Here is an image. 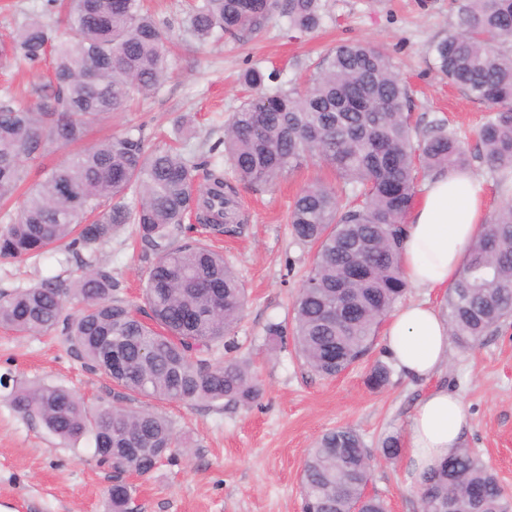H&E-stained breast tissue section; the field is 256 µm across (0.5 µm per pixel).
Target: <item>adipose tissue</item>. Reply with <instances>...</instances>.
<instances>
[{"label": "adipose tissue", "instance_id": "adipose-tissue-1", "mask_svg": "<svg viewBox=\"0 0 512 512\" xmlns=\"http://www.w3.org/2000/svg\"><path fill=\"white\" fill-rule=\"evenodd\" d=\"M486 200L477 177L468 171L437 174L421 202L406 218L402 262L409 283L445 288L458 275L469 244L484 227ZM384 353L410 379L428 380L448 359V322L422 300L407 304L388 320ZM470 426V413L448 386L431 387L419 400L403 434L410 481L458 448Z\"/></svg>", "mask_w": 512, "mask_h": 512}]
</instances>
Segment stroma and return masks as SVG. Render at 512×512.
<instances>
[{
    "label": "stroma",
    "instance_id": "obj_1",
    "mask_svg": "<svg viewBox=\"0 0 512 512\" xmlns=\"http://www.w3.org/2000/svg\"><path fill=\"white\" fill-rule=\"evenodd\" d=\"M189 2L144 0L156 18L171 25L169 78L159 94L138 99L129 111L103 121L90 140L136 128L152 147L187 115L194 121L190 148L223 161L224 122L241 101L238 77L244 69L257 64L291 80L337 44L364 41L387 53L409 85L415 139H422L435 122H445L472 156L470 169L482 185L488 211L512 204V171L500 176L476 156L487 106L450 86L430 52L456 23V0H327L324 22L313 33L289 37L286 18L276 14L248 41L228 37L204 45L186 31ZM32 15L51 25L58 20L46 0H0V43L10 42ZM48 89L46 66L0 61V93L11 92L30 107ZM328 176L310 160L276 183L239 185L243 229L221 239L219 246L248 294L232 354L250 362L262 394L247 406L135 397L134 406L165 413L191 441L190 448L175 449L171 459L135 481V512H301L300 472L319 436L351 427L368 448L377 449L384 437L401 435L415 403L429 389V382L397 371L388 386L370 388L366 374L385 358L379 340L364 362L326 379L304 364L293 344L273 346L267 339L269 323L290 320L312 259L290 234L288 205L304 185ZM152 259L145 246L123 232L93 256L123 282V296L134 304ZM78 272L65 252L0 259V292L54 277L69 279ZM1 375L67 388L91 406L112 400L111 380L89 371L57 332L19 336L0 327ZM438 380L456 390L469 408L463 446L512 486V319L473 348L451 345ZM6 394L0 388V512H107L112 474L97 462L91 442L63 443L40 422L17 414ZM368 489L387 500L390 512H419L418 489L408 480L403 460L378 459Z\"/></svg>",
    "mask_w": 512,
    "mask_h": 512
}]
</instances>
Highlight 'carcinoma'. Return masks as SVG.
<instances>
[{
	"label": "carcinoma",
	"instance_id": "cac0c4a2",
	"mask_svg": "<svg viewBox=\"0 0 512 512\" xmlns=\"http://www.w3.org/2000/svg\"><path fill=\"white\" fill-rule=\"evenodd\" d=\"M65 10L72 36L38 18L22 22L0 59L35 65L50 61L51 92L33 107L0 96V201L25 181L24 161L86 140L90 128L135 97H151L167 81L166 32L141 0H48ZM326 0H196L187 32L199 44L263 28L279 9L289 37L311 33ZM448 83L490 112L478 131L479 158L493 171L512 170V0H459L456 26L431 47ZM248 94L224 122V153L233 178L269 184L308 159L334 175L295 195L288 213L293 238L313 249L311 267L294 305L293 329L271 322V343L292 332L315 373L333 378L364 359L378 330L409 284L401 265V221L415 204L419 174L466 168L469 156L441 122L419 143L412 139L410 88L390 57L366 42L337 45L303 87L287 86L275 71L245 69ZM239 229L235 191L224 168L172 146L148 150L129 130L85 145L32 188L0 230V259L22 260L55 249L93 253L131 224L154 255L143 306L121 296L112 270L85 264L71 280L47 279L0 293V326L18 335L58 328L92 371L118 388L184 403L248 405L261 395L250 364L215 362L232 344L247 298L236 271L204 238ZM450 335L467 348L512 316V205L491 214L472 243L446 299ZM377 362L366 382L390 383ZM7 399L65 443L90 440L112 471L108 512H130L128 476L150 475L186 447L172 423L149 408L104 404L89 409L55 385L15 382ZM378 453L402 455L399 437H385ZM374 455L349 427L330 430L309 449L300 482L303 512H388L384 499L362 493ZM475 488L481 497L472 502ZM420 512H512V495L469 448H458L425 474Z\"/></svg>",
	"mask_w": 512,
	"mask_h": 512
}]
</instances>
